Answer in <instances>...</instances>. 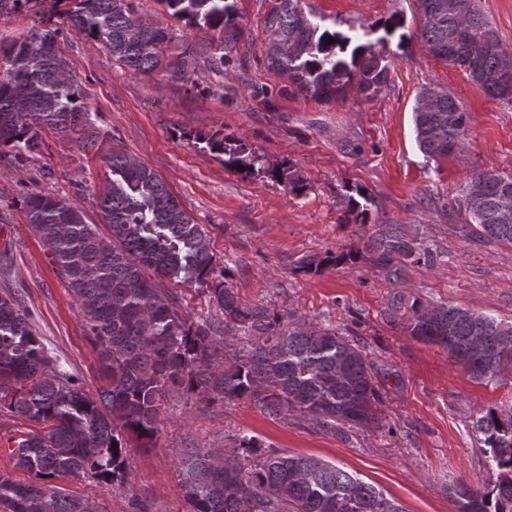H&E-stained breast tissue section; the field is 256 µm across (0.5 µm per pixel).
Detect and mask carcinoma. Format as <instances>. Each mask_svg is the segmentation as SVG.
Masks as SVG:
<instances>
[{
  "label": "carcinoma",
  "mask_w": 512,
  "mask_h": 512,
  "mask_svg": "<svg viewBox=\"0 0 512 512\" xmlns=\"http://www.w3.org/2000/svg\"><path fill=\"white\" fill-rule=\"evenodd\" d=\"M69 2L56 13L62 25L101 44L131 71L198 85L199 71L226 70L243 35L237 0H161L189 27L218 34L207 46L172 61L173 36L137 15L131 0ZM439 0H418V37L431 55L456 66L493 99L512 104V92L495 88L499 55L489 46L495 27L473 4L465 19L429 17ZM305 0H272L264 16L267 69L285 77L288 88L335 102L351 91L370 97L389 79V63L376 45L320 29ZM60 28L50 27L0 44V158L22 159L41 144V131L84 135L96 144L88 109L74 77L62 79L67 64L58 51ZM335 42L328 43L329 38ZM415 106L416 142L426 161L439 162L463 149L470 126L465 108L437 85L421 89ZM226 156L232 167L250 171L262 156L230 134L196 137ZM111 177L99 196L106 231L88 224L67 200L50 194L24 200L28 223L67 282L98 353L104 384L90 396L79 380L49 372L50 358L10 292L0 295V383L15 386L8 408L38 430H23L10 449L16 467L33 480L21 483L0 474V512H99L53 480L86 475L117 486L126 483L125 448L134 439L150 443L159 432L161 408L174 393L208 403L248 401L288 420L299 414L320 431L347 439L381 423L382 404L372 364L349 337L287 316L266 305L244 303L217 272L207 231L183 208L148 166L119 153L108 160ZM292 194L303 189L288 168L273 169ZM512 175L490 169L473 173L460 195L471 234L512 244V221L504 223V188ZM347 208L371 233L357 244L324 257H306L297 269L320 273L351 268L363 258L390 275L408 260L435 264L437 252L397 224H370L367 195L356 190ZM205 287L211 314L193 320L182 299L165 283ZM392 322L410 336L442 345L476 380L491 381L512 363V322L452 305L430 306L395 293L387 305ZM236 341L239 347L228 348ZM483 435L495 481L473 488L457 483L451 496L458 512H512V411L487 409L473 423ZM232 456L204 448L183 449L179 484L190 512H406L395 499L334 463L292 456L241 436Z\"/></svg>",
  "instance_id": "cac0c4a2"
}]
</instances>
